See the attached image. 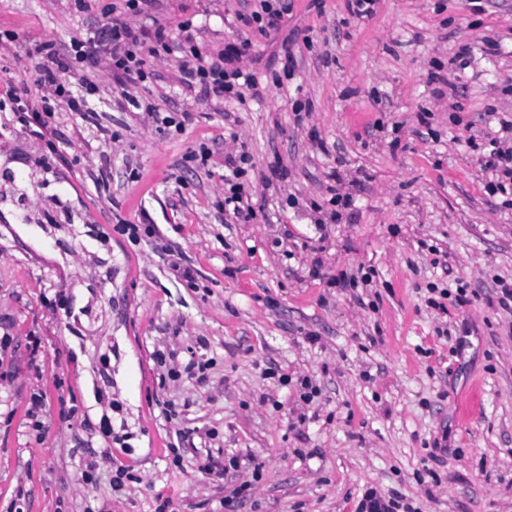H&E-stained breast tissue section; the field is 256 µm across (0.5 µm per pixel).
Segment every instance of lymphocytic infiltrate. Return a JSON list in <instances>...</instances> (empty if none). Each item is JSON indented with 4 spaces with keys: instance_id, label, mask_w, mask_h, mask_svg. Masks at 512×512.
<instances>
[{
    "instance_id": "obj_1",
    "label": "lymphocytic infiltrate",
    "mask_w": 512,
    "mask_h": 512,
    "mask_svg": "<svg viewBox=\"0 0 512 512\" xmlns=\"http://www.w3.org/2000/svg\"><path fill=\"white\" fill-rule=\"evenodd\" d=\"M191 22L179 26V35H171L163 25L153 30L133 26L127 20L111 18L107 27L92 37L71 39L66 50L55 43L38 46L40 55L36 84L42 95L36 106L22 107V121L30 134L43 141L49 153L57 147L51 138V119L59 106L82 111L83 98L74 96L67 75L77 71L85 87H93L101 70H108L117 80L123 98L135 103L132 89L153 77L154 60L179 54L182 82L196 91L198 97L223 100L244 99L246 93L257 92L259 82L254 73L238 67L237 61L249 53L250 41L227 45L222 56L214 58L202 53L190 29Z\"/></svg>"
}]
</instances>
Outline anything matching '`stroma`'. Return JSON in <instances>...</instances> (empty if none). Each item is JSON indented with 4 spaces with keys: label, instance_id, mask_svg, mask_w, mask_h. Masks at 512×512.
<instances>
[{
    "label": "stroma",
    "instance_id": "stroma-1",
    "mask_svg": "<svg viewBox=\"0 0 512 512\" xmlns=\"http://www.w3.org/2000/svg\"><path fill=\"white\" fill-rule=\"evenodd\" d=\"M289 2L248 37L236 15L259 0H154L135 25L193 20L210 54L251 38L259 100L183 92L172 55L135 106L103 73L94 119L55 113L49 162L7 90L40 97L34 44L93 36L113 0H0V512H355L370 489L512 512V196L480 163L512 118V0ZM149 104L194 121L157 128ZM202 143L204 168L186 159ZM242 148L246 222L224 210ZM275 162L286 179L265 181ZM459 283L469 305L431 304Z\"/></svg>",
    "mask_w": 512,
    "mask_h": 512
}]
</instances>
